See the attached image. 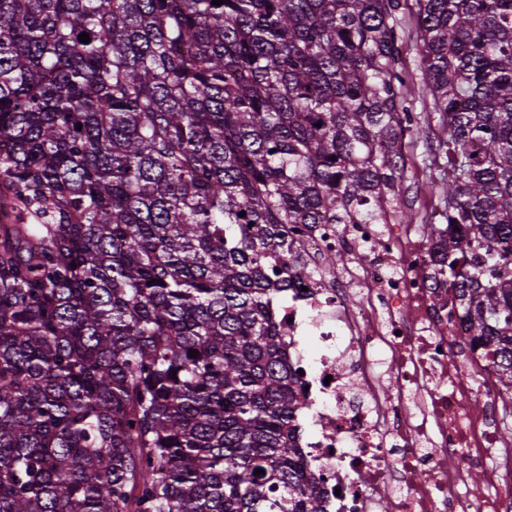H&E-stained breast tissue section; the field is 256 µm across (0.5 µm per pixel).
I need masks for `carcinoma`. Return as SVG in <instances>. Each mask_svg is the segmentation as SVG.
<instances>
[{
  "mask_svg": "<svg viewBox=\"0 0 512 512\" xmlns=\"http://www.w3.org/2000/svg\"><path fill=\"white\" fill-rule=\"evenodd\" d=\"M416 5L426 231L511 405L512 0ZM399 7L0 0V512H324L271 305L288 225L413 221Z\"/></svg>",
  "mask_w": 512,
  "mask_h": 512,
  "instance_id": "carcinoma-1",
  "label": "carcinoma"
}]
</instances>
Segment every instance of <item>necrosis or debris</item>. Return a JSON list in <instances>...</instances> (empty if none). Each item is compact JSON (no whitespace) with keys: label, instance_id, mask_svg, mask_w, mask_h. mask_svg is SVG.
Segmentation results:
<instances>
[{"label":"necrosis or debris","instance_id":"1","mask_svg":"<svg viewBox=\"0 0 512 512\" xmlns=\"http://www.w3.org/2000/svg\"><path fill=\"white\" fill-rule=\"evenodd\" d=\"M272 308L307 390L299 446L326 512H512V438L485 346L449 362L458 311L420 224H292ZM341 254L340 269L323 266ZM481 401H473V393Z\"/></svg>","mask_w":512,"mask_h":512}]
</instances>
